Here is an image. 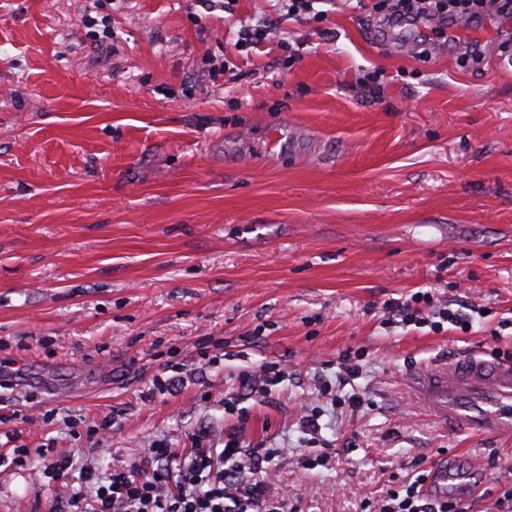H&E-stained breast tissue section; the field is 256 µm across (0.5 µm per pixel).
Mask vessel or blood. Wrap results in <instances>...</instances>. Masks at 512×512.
Here are the masks:
<instances>
[{"label":"vessel or blood","mask_w":512,"mask_h":512,"mask_svg":"<svg viewBox=\"0 0 512 512\" xmlns=\"http://www.w3.org/2000/svg\"><path fill=\"white\" fill-rule=\"evenodd\" d=\"M412 395L441 421L462 433L512 430V361L469 355L422 368L408 379ZM464 477L437 463L428 485L437 497L462 491Z\"/></svg>","instance_id":"obj_1"}]
</instances>
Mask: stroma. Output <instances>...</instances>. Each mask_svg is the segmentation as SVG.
I'll return each instance as SVG.
<instances>
[{"mask_svg":"<svg viewBox=\"0 0 512 512\" xmlns=\"http://www.w3.org/2000/svg\"><path fill=\"white\" fill-rule=\"evenodd\" d=\"M320 8L246 52L270 0H0V512L68 491L14 449L71 456L77 490L232 431L282 449L285 512H363L442 448L489 490L468 512L512 485V434H459L406 387L512 352V15L442 31ZM420 291L425 314L481 313L387 323L385 301ZM271 363L279 383L249 395L241 375ZM315 443L336 457L304 470ZM270 34H272V25L263 23L244 26L238 31L237 44L246 48L254 47L266 40Z\"/></svg>","mask_w":512,"mask_h":512,"instance_id":"35a3bbf8","label":"stroma"}]
</instances>
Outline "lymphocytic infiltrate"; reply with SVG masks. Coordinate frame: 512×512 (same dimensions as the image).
Wrapping results in <instances>:
<instances>
[{
    "label": "lymphocytic infiltrate",
    "instance_id": "f902f5d3",
    "mask_svg": "<svg viewBox=\"0 0 512 512\" xmlns=\"http://www.w3.org/2000/svg\"><path fill=\"white\" fill-rule=\"evenodd\" d=\"M373 10L395 26L436 18L469 24L493 11L511 12L512 0H376ZM430 300L429 294L418 292L408 300L388 303L386 310L392 320L407 325L438 331L447 322L468 329L470 317L460 310L444 312L434 322L413 315V305ZM281 454L278 448H243L231 433L223 448L188 449L186 462L173 475L169 467L177 450L156 443L148 450L152 473L85 472L83 490L71 492L68 505L72 512H284L280 502L268 496L270 466ZM427 479L419 468L411 469L407 478L392 477L374 512H467L461 499L426 494Z\"/></svg>",
    "mask_w": 512,
    "mask_h": 512
}]
</instances>
